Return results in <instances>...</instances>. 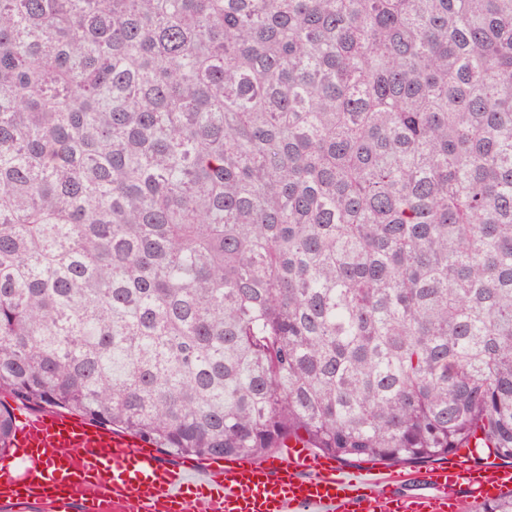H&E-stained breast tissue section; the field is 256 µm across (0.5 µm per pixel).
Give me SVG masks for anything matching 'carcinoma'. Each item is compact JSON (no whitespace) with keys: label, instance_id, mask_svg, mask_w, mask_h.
<instances>
[{"label":"carcinoma","instance_id":"obj_1","mask_svg":"<svg viewBox=\"0 0 512 512\" xmlns=\"http://www.w3.org/2000/svg\"><path fill=\"white\" fill-rule=\"evenodd\" d=\"M1 391L512 464V0H0Z\"/></svg>","mask_w":512,"mask_h":512}]
</instances>
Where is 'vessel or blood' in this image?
<instances>
[{
    "label": "vessel or blood",
    "mask_w": 512,
    "mask_h": 512,
    "mask_svg": "<svg viewBox=\"0 0 512 512\" xmlns=\"http://www.w3.org/2000/svg\"><path fill=\"white\" fill-rule=\"evenodd\" d=\"M0 465V501L50 512H458L512 494V467L463 449L410 476L356 472L291 439L262 460L172 465L139 437L72 414L28 412Z\"/></svg>",
    "instance_id": "obj_1"
}]
</instances>
